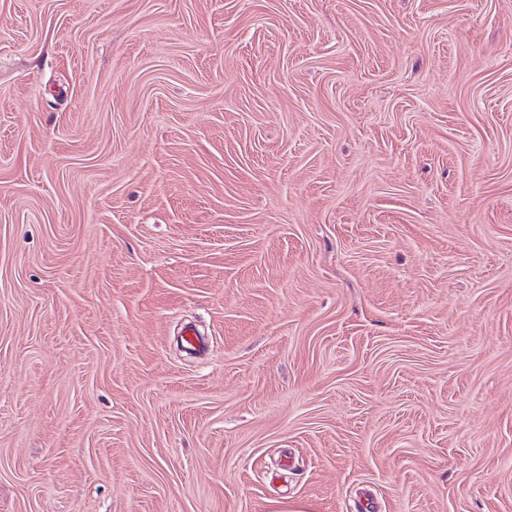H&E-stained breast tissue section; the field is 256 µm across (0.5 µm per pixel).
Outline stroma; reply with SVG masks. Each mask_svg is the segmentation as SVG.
Instances as JSON below:
<instances>
[{
    "mask_svg": "<svg viewBox=\"0 0 512 512\" xmlns=\"http://www.w3.org/2000/svg\"><path fill=\"white\" fill-rule=\"evenodd\" d=\"M291 504L512 512V0H0V512Z\"/></svg>",
    "mask_w": 512,
    "mask_h": 512,
    "instance_id": "obj_1",
    "label": "stroma"
}]
</instances>
